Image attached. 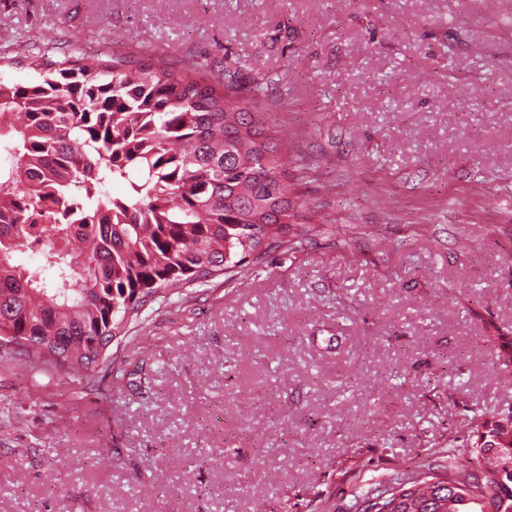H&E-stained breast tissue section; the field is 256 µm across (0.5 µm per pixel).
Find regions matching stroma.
<instances>
[{"label":"stroma","instance_id":"35a3bbf8","mask_svg":"<svg viewBox=\"0 0 512 512\" xmlns=\"http://www.w3.org/2000/svg\"><path fill=\"white\" fill-rule=\"evenodd\" d=\"M239 62L335 237L148 302L96 382L0 353V512H354L512 406V0H0L19 39Z\"/></svg>","mask_w":512,"mask_h":512}]
</instances>
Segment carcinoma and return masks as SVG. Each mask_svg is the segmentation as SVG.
I'll use <instances>...</instances> for the list:
<instances>
[{
    "label": "carcinoma",
    "mask_w": 512,
    "mask_h": 512,
    "mask_svg": "<svg viewBox=\"0 0 512 512\" xmlns=\"http://www.w3.org/2000/svg\"><path fill=\"white\" fill-rule=\"evenodd\" d=\"M24 84L0 80V337L56 371L91 377L157 293L239 272L271 249L296 251L288 145L238 96L237 71L211 82L163 58L22 46ZM127 183L114 197L105 187ZM336 235L326 212L305 229ZM43 242L44 265L16 254ZM477 435L425 470L360 496L356 512H512V407L475 410Z\"/></svg>",
    "instance_id": "carcinoma-1"
}]
</instances>
